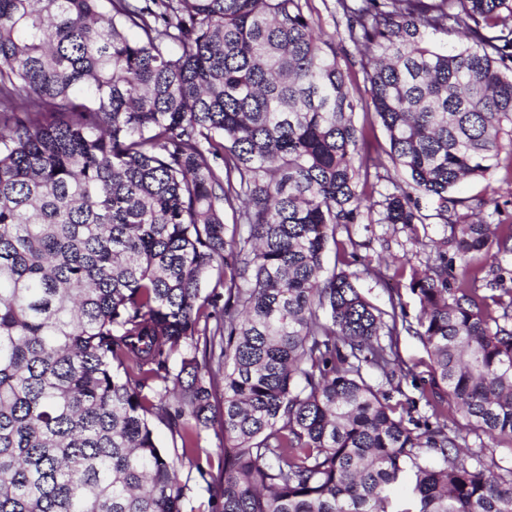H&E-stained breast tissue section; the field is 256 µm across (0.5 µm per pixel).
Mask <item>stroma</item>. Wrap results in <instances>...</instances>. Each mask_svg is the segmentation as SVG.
Here are the masks:
<instances>
[{
	"mask_svg": "<svg viewBox=\"0 0 512 512\" xmlns=\"http://www.w3.org/2000/svg\"><path fill=\"white\" fill-rule=\"evenodd\" d=\"M506 180V169L501 166L486 178L465 183L454 190L453 195L458 205L455 212L449 213L444 219L436 214V201L426 200L422 203L427 216L425 223L403 227L366 221L347 231L338 230L337 240L353 239L352 253L341 261L337 258L335 246H328L324 258L325 268L330 271L337 265H344L346 270L356 274L357 285L363 295L380 308H389L391 296L400 295L408 317H416L419 306L408 288L409 279L397 276V269L406 263L425 266L430 256L427 240L443 238L447 233L446 221L471 215L478 199H487L495 194L505 195ZM398 353L406 372L401 381V389L407 397L418 401L422 388L428 385V354L418 337L406 333L398 338ZM416 413L426 417L430 410L418 401Z\"/></svg>",
	"mask_w": 512,
	"mask_h": 512,
	"instance_id": "35a3bbf8",
	"label": "stroma"
}]
</instances>
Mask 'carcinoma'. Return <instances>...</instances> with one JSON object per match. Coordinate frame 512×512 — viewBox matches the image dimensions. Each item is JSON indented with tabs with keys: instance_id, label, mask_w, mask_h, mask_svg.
I'll list each match as a JSON object with an SVG mask.
<instances>
[{
	"instance_id": "cac0c4a2",
	"label": "carcinoma",
	"mask_w": 512,
	"mask_h": 512,
	"mask_svg": "<svg viewBox=\"0 0 512 512\" xmlns=\"http://www.w3.org/2000/svg\"><path fill=\"white\" fill-rule=\"evenodd\" d=\"M337 3L366 101L301 0H0V512H512V467L461 448L512 439V288L474 265L512 225L429 240L415 324L322 278L339 227L422 224L424 198L443 217L512 158V0ZM384 154L408 181L373 201ZM404 331L431 360L422 420L391 403ZM347 49L348 61H342L343 68L350 76L349 88L355 97H363L367 99L364 88L363 74L361 72V55L359 51L348 41L345 42ZM355 122L357 126H365L369 133V139L371 142V148L369 152L375 153V148L383 147L388 148L386 134L375 118L372 109H359L355 113ZM220 444L221 440L215 435L212 429L203 432L201 445L203 448H199V455L205 464L206 457L210 456L212 468L211 471L214 476L218 474V466L220 460Z\"/></svg>"
}]
</instances>
